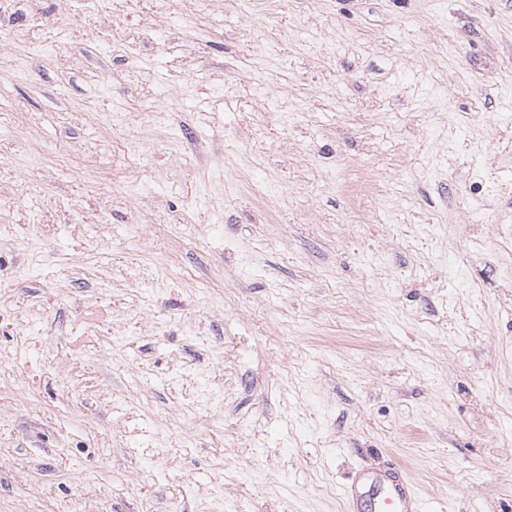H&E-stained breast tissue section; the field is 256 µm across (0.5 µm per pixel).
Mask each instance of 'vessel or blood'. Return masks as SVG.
<instances>
[{
    "label": "vessel or blood",
    "instance_id": "vessel-or-blood-1",
    "mask_svg": "<svg viewBox=\"0 0 512 512\" xmlns=\"http://www.w3.org/2000/svg\"><path fill=\"white\" fill-rule=\"evenodd\" d=\"M346 512H435L395 468L360 465L344 490Z\"/></svg>",
    "mask_w": 512,
    "mask_h": 512
}]
</instances>
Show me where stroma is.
I'll list each match as a JSON object with an SVG mask.
<instances>
[{
    "label": "stroma",
    "instance_id": "obj_1",
    "mask_svg": "<svg viewBox=\"0 0 512 512\" xmlns=\"http://www.w3.org/2000/svg\"><path fill=\"white\" fill-rule=\"evenodd\" d=\"M512 512V0H0V512ZM347 512H436L395 468L361 464L344 490Z\"/></svg>",
    "mask_w": 512,
    "mask_h": 512
}]
</instances>
